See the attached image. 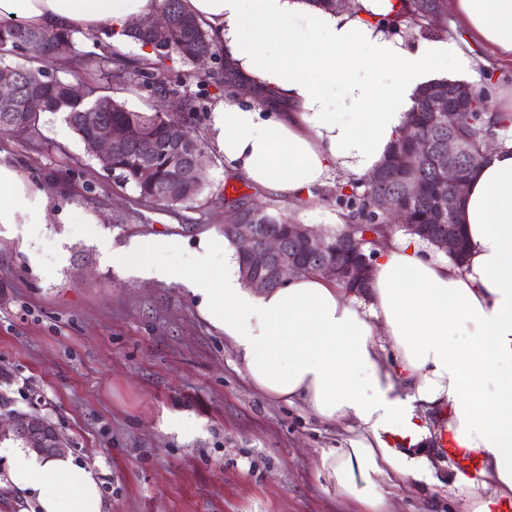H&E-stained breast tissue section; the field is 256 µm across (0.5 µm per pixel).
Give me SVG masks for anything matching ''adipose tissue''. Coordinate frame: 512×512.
Returning <instances> with one entry per match:
<instances>
[{"instance_id": "1", "label": "adipose tissue", "mask_w": 512, "mask_h": 512, "mask_svg": "<svg viewBox=\"0 0 512 512\" xmlns=\"http://www.w3.org/2000/svg\"><path fill=\"white\" fill-rule=\"evenodd\" d=\"M344 13L302 0H182L205 24L236 73L290 104L262 110L234 97L213 112L211 137L231 173L291 199L312 197L336 171L374 172L399 134L416 91L438 70L461 76L459 45L433 40L418 52L380 27L398 0H355ZM161 0H0V19L44 29H103L121 42ZM484 44L512 55V0H453ZM0 161V224L45 218L43 194ZM469 240L463 264L432 260L411 235L381 250L365 297L319 275L281 288L242 287L228 241L200 242L197 263L222 256L217 277L147 260L150 245L124 251L132 274L186 286L201 312L233 342L250 383L271 398L302 403L322 422H354L345 448L322 453L320 471L367 512H385L380 484L421 478L429 445L448 437L480 460L476 477L453 469L449 492L465 512H500L512 501V144L493 150L466 185L461 212ZM390 346L395 366L380 351ZM430 411L438 428L422 425ZM6 484L36 512H104L96 468L65 453L39 456L6 441Z\"/></svg>"}]
</instances>
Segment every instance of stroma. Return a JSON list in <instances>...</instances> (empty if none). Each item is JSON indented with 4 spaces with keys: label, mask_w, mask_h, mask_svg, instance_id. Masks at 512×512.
I'll return each instance as SVG.
<instances>
[{
    "label": "stroma",
    "mask_w": 512,
    "mask_h": 512,
    "mask_svg": "<svg viewBox=\"0 0 512 512\" xmlns=\"http://www.w3.org/2000/svg\"><path fill=\"white\" fill-rule=\"evenodd\" d=\"M467 83L496 70L492 101L512 113V61L476 46ZM51 74L99 87L138 112L160 111L150 92L116 85L88 66ZM224 94L208 87L193 129L209 155L206 190L191 204L159 206L90 158L62 114L32 138L0 133V157L47 198L46 223L0 224V397L6 410L38 409L68 451L99 465L105 512H361L318 470L344 447L346 426L319 421L252 388L232 342L176 282L127 275L114 261L130 241L157 240L154 261L194 264L202 240L223 235L236 203L273 204L296 224L336 227L331 175L313 198L277 196L231 174L210 136ZM167 237L181 251L162 246ZM189 431L172 432L174 419ZM430 475L384 484L389 512H462L448 490L451 463L429 451Z\"/></svg>",
    "instance_id": "stroma-1"
}]
</instances>
